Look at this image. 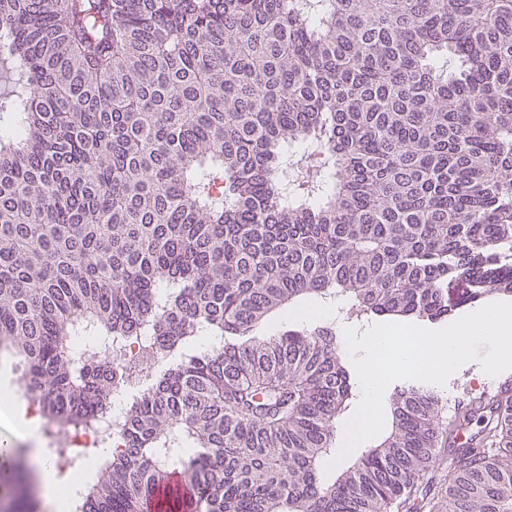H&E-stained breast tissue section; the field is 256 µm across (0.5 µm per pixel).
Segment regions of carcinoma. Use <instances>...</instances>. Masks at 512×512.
<instances>
[{
  "instance_id": "cac0c4a2",
  "label": "carcinoma",
  "mask_w": 512,
  "mask_h": 512,
  "mask_svg": "<svg viewBox=\"0 0 512 512\" xmlns=\"http://www.w3.org/2000/svg\"><path fill=\"white\" fill-rule=\"evenodd\" d=\"M0 57V356L72 428L112 401V339L149 340L76 512H150L178 469L196 512H512V393L410 382L325 484L336 331L256 335L302 302L512 297V0H0ZM409 381H411V380H397V381L392 382L387 387V389L384 393V397H383L384 428L381 431V433L378 436H376L375 438L362 443L361 446H358L347 458H345L344 460H342L341 462L336 464L330 471L326 470V465H325L324 468L321 469V478H322L323 482L327 483L330 480H332L334 478L335 474L337 475L344 467L347 466V464L351 460H353L355 457H357L360 454V452L363 448H366V446H368L369 444H372L376 439H378L380 436H382L387 431V429L389 427L388 413H389L390 397H391L392 393H394L395 388L399 389V388H401V386L406 385Z\"/></svg>"
}]
</instances>
